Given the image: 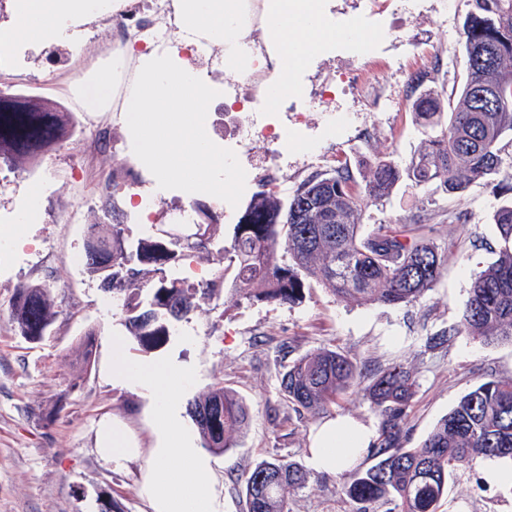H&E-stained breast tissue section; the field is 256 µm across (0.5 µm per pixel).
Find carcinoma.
Instances as JSON below:
<instances>
[{
	"mask_svg": "<svg viewBox=\"0 0 512 512\" xmlns=\"http://www.w3.org/2000/svg\"><path fill=\"white\" fill-rule=\"evenodd\" d=\"M460 36L463 79L458 96L411 79L419 87L415 120L427 130L406 166L383 154L354 175L347 163L315 173L293 194H254L229 245L211 251L218 219L205 203L192 208L196 232L173 229L132 240L115 196L104 187L86 237L83 266L104 290L123 295L125 327L145 350L163 345L174 326L221 298L224 272L233 269L231 300L296 304L316 284L335 299L358 304L411 305L438 282L450 244L427 225L365 224L369 204L389 198L408 178L460 195L478 181L512 180V0H468ZM76 116L49 101H19L0 93V162L11 170L68 139ZM497 258L472 281L460 324L428 338L441 347L459 333L512 342V200L492 216ZM194 249L219 265L218 275L195 286L167 271ZM58 316L53 286L16 289L7 318L30 344L49 335ZM381 419L368 448V467L343 473L341 492L356 512H438L453 472L475 457L512 461V381L488 380L464 394L417 448L404 446V424L415 395L402 363L368 370L340 351L306 353L286 366L281 391L296 411L314 417L355 386ZM201 447L218 454L235 447L249 420L246 403L219 382L187 404ZM303 467L283 456L262 459L244 477L246 512H290L288 495L304 487Z\"/></svg>",
	"mask_w": 512,
	"mask_h": 512,
	"instance_id": "cac0c4a2",
	"label": "carcinoma"
}]
</instances>
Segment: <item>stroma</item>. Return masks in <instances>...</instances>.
Masks as SVG:
<instances>
[{
	"label": "stroma",
	"instance_id": "1",
	"mask_svg": "<svg viewBox=\"0 0 512 512\" xmlns=\"http://www.w3.org/2000/svg\"><path fill=\"white\" fill-rule=\"evenodd\" d=\"M467 10L466 0H331L337 28L355 29L364 43L337 40L333 50L315 55L295 72V99H284L274 112L260 105L259 120L274 124L280 141L221 142L236 174L233 199L218 216L220 244H229L234 225L262 184L272 183L286 196L309 175L340 160L356 171L380 153L407 164L425 137L411 113V80L425 73L445 88L456 84ZM116 22L108 16L85 25L78 43L47 47L0 74V90L61 103L80 113L82 121L75 140L56 146L42 160L0 173V512H100L103 495L123 512H147L138 494L144 460L118 467L96 451L101 420L114 416L141 442L150 440L140 391L112 382L116 336L131 358L187 368L192 379L182 401L221 382L246 402L248 427L237 435L235 448L217 458L229 512H245L243 477L257 461L276 455L307 461L316 420L295 411L280 392L291 356L332 348L372 369L405 364L416 379L405 424L411 447L419 446L474 386L512 379L510 342H481L461 334L440 348L427 344L428 336L458 323L473 278L496 258L498 232L491 218L512 193L481 181L456 197L405 182L367 208L365 223L395 224L419 216L434 238L452 244L437 284L414 305L346 303L318 286L294 305L219 300L180 322L165 346L140 350L118 307L107 304L98 281L73 258L84 251L104 184L114 185L119 207L126 208L133 193L147 203L148 217L128 211L127 233L133 239L175 224L191 200L177 190L152 196L129 156L119 114L81 113L71 91L79 78L111 66ZM189 63L221 86L209 119L229 111L230 101L246 99V81L225 76L217 50L196 52ZM353 70L371 73L372 96L349 83ZM50 73L56 79L49 85ZM102 131L110 139L104 153L95 143ZM272 148L281 152L282 163L271 181L263 158ZM36 183L43 186L44 219L16 223ZM45 282L54 287L59 316L50 335L32 345L12 330L7 309L19 285ZM90 330L97 338L87 369L79 343ZM510 467L507 460H474L451 478L439 512H512V483L488 478L491 470ZM342 481L337 474L309 471L305 487L289 495L291 512H354L340 491Z\"/></svg>",
	"mask_w": 512,
	"mask_h": 512
}]
</instances>
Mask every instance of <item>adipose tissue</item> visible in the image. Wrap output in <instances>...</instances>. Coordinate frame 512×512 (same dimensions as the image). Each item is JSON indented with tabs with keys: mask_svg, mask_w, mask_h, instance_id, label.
Instances as JSON below:
<instances>
[{
	"mask_svg": "<svg viewBox=\"0 0 512 512\" xmlns=\"http://www.w3.org/2000/svg\"><path fill=\"white\" fill-rule=\"evenodd\" d=\"M135 0H13L11 19L0 25V46L19 52L73 41L80 26L105 15L131 12ZM176 44L140 49L142 36L120 38L112 69L83 86L84 111L119 112L130 156L156 192L178 187L188 197L207 196L223 205L232 194V162L215 145L205 116L211 82L193 69V48H220L224 74L246 79L261 75V96L276 106L292 88L295 69L337 37L329 0H169ZM112 382L139 390L146 400L151 432L140 447L120 420L103 421L98 453L115 464L145 456L138 491L149 512H226L224 483L214 459L186 429L178 388L188 370L158 360L129 358L120 339L112 341ZM375 437L373 425L349 417L329 418L310 436L308 460L318 472L336 474L351 467Z\"/></svg>",
	"mask_w": 512,
	"mask_h": 512,
	"instance_id": "adipose-tissue-1",
	"label": "adipose tissue"
}]
</instances>
